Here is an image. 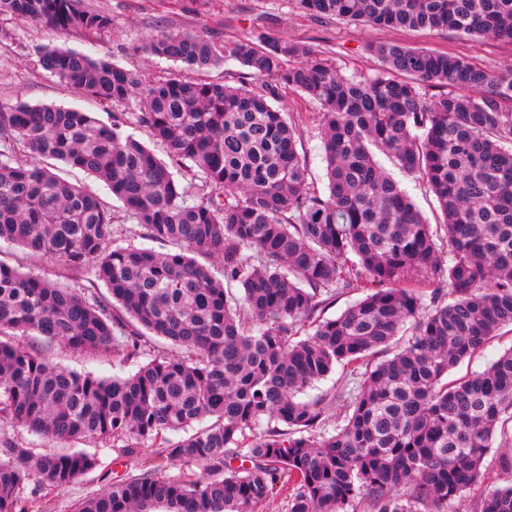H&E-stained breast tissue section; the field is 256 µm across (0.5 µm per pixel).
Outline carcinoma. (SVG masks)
Wrapping results in <instances>:
<instances>
[{"label":"carcinoma","mask_w":512,"mask_h":512,"mask_svg":"<svg viewBox=\"0 0 512 512\" xmlns=\"http://www.w3.org/2000/svg\"><path fill=\"white\" fill-rule=\"evenodd\" d=\"M294 2L305 15L378 29L512 43V0ZM0 16L59 31L112 26L80 0H0ZM367 50L381 62L371 77L345 75L286 35L221 51L162 31L146 46L186 70L228 56L243 68L231 86L177 74L148 82L103 59L39 49L42 68L75 92L137 111L110 124L23 100L0 112V241L89 271L122 315L0 261V415L64 442L150 441L181 466L174 476L144 468L73 512H256L284 477L288 512H461L463 493L477 490L472 512H512V483L488 488L483 471L496 438L512 447V348L448 381L512 328V72L395 41ZM285 90L318 108L322 193ZM135 125L170 162L129 132ZM379 153L433 192L440 228ZM46 160L99 177L146 237L180 251L113 243L112 213ZM198 184L215 195L190 203ZM193 254L219 260L222 278ZM355 288L369 293L323 317ZM131 320L140 329L127 331ZM148 334L173 352L112 379L16 340L132 358ZM338 367L355 387L339 392L345 414L331 428L329 402L302 395ZM205 419L213 423L166 437ZM97 465L85 450L36 454L3 436L0 512H27L31 482L48 496Z\"/></svg>","instance_id":"cac0c4a2"}]
</instances>
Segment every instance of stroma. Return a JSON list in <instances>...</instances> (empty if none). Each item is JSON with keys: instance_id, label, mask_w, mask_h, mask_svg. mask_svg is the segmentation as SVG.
<instances>
[{"instance_id": "obj_1", "label": "stroma", "mask_w": 512, "mask_h": 512, "mask_svg": "<svg viewBox=\"0 0 512 512\" xmlns=\"http://www.w3.org/2000/svg\"><path fill=\"white\" fill-rule=\"evenodd\" d=\"M81 5L111 17V30L105 33L58 32L20 18L0 20V112L22 99L77 109L90 113L101 122H111L112 105L79 95L45 71L39 62V48L52 45L74 50L157 79L178 70L173 62L152 56L145 50L146 43L160 30L199 36L218 47L258 34H285L316 50L330 52L337 67L348 75L368 77L377 73L381 64L368 52L367 46L380 41H397L460 55L492 70L512 71L511 43L466 37L448 30L389 31L305 16L297 13L292 0H179L174 7L168 0H81ZM286 99L301 137L310 181L316 190H323L326 179L321 141L311 121L314 107L295 92L287 93ZM63 175L96 195L112 211V238L117 243L152 247L159 252L175 251V244L154 243L147 239L144 229L126 216L122 203L112 197L102 181L71 168L64 169ZM0 260L25 274L44 276L72 288L89 289L104 305L112 303L107 289L89 273L32 254L20 245L0 242ZM28 342L59 366L101 378L128 375L136 372L143 363L139 357L131 360L112 353H78L37 336L29 337ZM78 447L96 454L99 466L55 496L52 512H71L78 500L140 472L139 455L123 454L111 442L90 439L79 442Z\"/></svg>"}]
</instances>
